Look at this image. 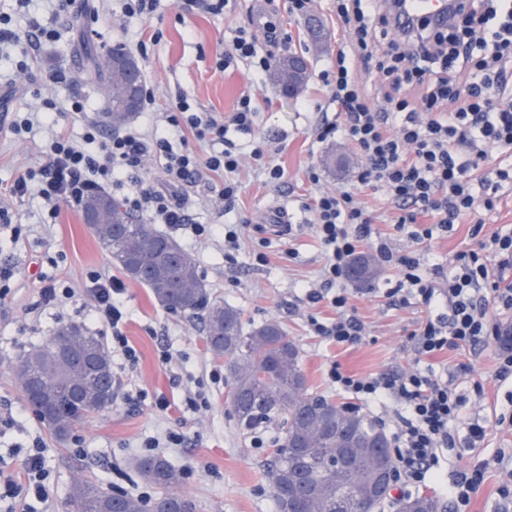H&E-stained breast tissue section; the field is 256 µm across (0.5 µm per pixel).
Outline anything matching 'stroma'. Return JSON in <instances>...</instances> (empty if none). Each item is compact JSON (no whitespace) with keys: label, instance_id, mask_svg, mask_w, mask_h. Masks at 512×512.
I'll list each match as a JSON object with an SVG mask.
<instances>
[{"label":"stroma","instance_id":"stroma-1","mask_svg":"<svg viewBox=\"0 0 512 512\" xmlns=\"http://www.w3.org/2000/svg\"><path fill=\"white\" fill-rule=\"evenodd\" d=\"M252 0H234L230 10L214 16L190 8L187 0H157L150 16L128 18L123 0H100L97 12L83 10L81 16L58 23L61 38L31 49L20 42L11 57L0 60V113L28 112L39 106L36 95L40 77L48 69H61L73 75L70 83L53 86L55 100H83L91 116H99L106 102L104 86L90 85L85 77L83 48L92 45L99 55H107L126 34L139 32L149 39L162 31L159 43H151L148 56L140 60L143 74L152 80L160 101L178 93H188L198 111L216 118L230 115L241 94L250 93L258 109L256 142L241 141L242 153L260 145L271 150L285 171L283 182H266L251 165H243L237 178L240 191L232 204H225L209 193L208 184H221L219 174L203 172L201 186L182 197L184 210L197 224H232L241 217L251 221L243 231L238 260L226 267L224 249L215 241L195 240L188 233H172L196 259L199 274L207 288L226 305L236 308L245 328L267 321L278 322L299 352V362L308 384L336 405L349 408L352 396L336 390L327 372L331 365L359 376L393 373L418 368L411 333L425 318L424 308L411 302L392 304L385 291L399 278L397 269L378 266L373 279L360 284L344 279L350 305L365 325L366 335L357 345H340L315 335L309 316L328 317L325 304H308L305 294L319 287L324 263L322 248L311 226V214L304 205L317 189L353 190L368 206L378 232L386 234L394 248L413 247L405 233L396 230L392 219L397 211L380 193L357 185L360 159L339 138L317 142L313 125L322 119L336 120L330 89L322 80L331 69L341 46L342 31L336 22L332 0H310L308 12L317 16L329 37L326 51L309 57V77L294 97L279 95L270 75L255 76L249 61L235 60L226 70L216 62L238 28L251 24ZM266 12L288 34L282 53L304 52L309 43L304 17L288 13V0H268ZM44 136L32 133L15 138L0 133V188H9L28 169L38 167ZM316 167L319 184L308 178L309 167ZM13 223L23 225L19 241L0 234V269L13 272L11 291L0 301V418L14 416L19 427L0 425V470L23 480L21 463L36 444H43L47 481L51 497L43 512H76L69 499L75 480L88 479L106 491L123 487L140 495L148 485L133 464L145 457V440L173 431L185 438L183 447L162 449L177 467L192 466L194 473L183 479L177 492L194 500L198 512H276L271 485L263 463L271 453L268 440H255L241 430L227 400V372L223 360L208 351L198 328L185 317L161 307L148 288L125 280V301L129 316L122 328L137 351L139 361L129 365L122 357L112 359L119 390L111 409L76 426L72 439L58 441L27 404L14 379L12 364L31 346L43 343L63 326L77 323L88 332L111 343V331L103 330L94 318L91 301L68 307L64 313L44 306L34 280L44 272L60 283L83 288L94 271L119 276V269L84 224L79 209L62 206L55 224L43 226L38 199L12 200ZM483 234L512 229V187H505L494 210H478L455 225L449 235L434 236L416 246L430 263L451 266L458 251L475 247L474 225ZM268 238V262L259 266L252 253L261 238ZM173 360L162 365V351ZM499 348L496 340L464 351H448L432 361L434 370L443 364L456 366L453 379L458 391L470 399L454 426L456 447L441 455L436 482L421 487L397 486L394 495L424 493L438 502V512H452L449 492L460 472L478 461L490 466L478 493L466 512H512V426L499 424L501 414L512 413V382H499L493 372ZM481 382L482 397L472 394L474 382ZM203 392L208 405L190 408L189 396ZM171 402L167 410L154 408L157 395ZM485 428L483 442L470 440V425ZM502 463H494L497 453Z\"/></svg>","mask_w":512,"mask_h":512}]
</instances>
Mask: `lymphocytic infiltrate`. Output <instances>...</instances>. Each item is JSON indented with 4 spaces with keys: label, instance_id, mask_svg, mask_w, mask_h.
<instances>
[{
    "label": "lymphocytic infiltrate",
    "instance_id": "lymphocytic-infiltrate-1",
    "mask_svg": "<svg viewBox=\"0 0 512 512\" xmlns=\"http://www.w3.org/2000/svg\"><path fill=\"white\" fill-rule=\"evenodd\" d=\"M31 2L16 0L18 9L30 14L26 31H17L10 17L0 16V57L6 47L22 40L33 46L59 41L55 22L72 14L75 0H44L42 12L35 14L29 11ZM335 2L346 42L336 54V69L327 84L343 121L319 122L316 140L339 136L347 142L363 162L359 184L388 197L398 211L397 230L414 241L453 231L476 206L494 209L502 185L512 183V168L495 164L489 154L493 148L512 154V99L500 95L512 82V71L506 68L512 59V0H454L448 25L421 23L401 30L396 40L389 39L388 30L398 0ZM363 72L380 75L381 102L369 97L359 78ZM255 118L250 95H242L236 110L219 120L196 111L181 93L168 105V131L163 136L150 129L108 131L89 120L85 139L97 144V154L63 135H52L42 150V164L18 177L8 195L21 199L37 194L53 220L62 205L78 206L82 197L110 187L113 176L125 174L130 183L122 200L128 210L147 216L151 223L207 239L213 229L190 223L176 193L208 170L224 176L217 197L233 202L241 157L229 135L252 134ZM155 170L163 174L167 191L148 185ZM313 212L314 232L325 256L321 277L337 287L329 296L318 289L306 294L308 303L324 301L335 310L331 318L310 317L316 335L342 345L362 341L364 324L339 283L361 242L367 241L378 260L400 274L388 298L402 304L417 300L428 312L413 334L417 358L432 359L501 336L502 324L490 308L512 309V285L504 284L500 275L512 269L511 230L458 252L451 269H427L419 254L397 251L389 238L375 231L372 216L354 192H318ZM41 283L43 302L58 308L84 295L92 297L96 320L112 332L113 350L136 364V351L121 330L127 317L121 280L99 272L90 275L79 293L48 277ZM328 378L361 406L396 404L391 446L398 478L414 485L435 480L438 451L452 447L449 425L460 419L465 403L450 382L429 368L358 376L336 364ZM24 469V482L10 476L0 481V497H17L28 506L46 503L42 450L27 456Z\"/></svg>",
    "mask_w": 512,
    "mask_h": 512
}]
</instances>
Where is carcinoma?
I'll return each instance as SVG.
<instances>
[{
  "mask_svg": "<svg viewBox=\"0 0 512 512\" xmlns=\"http://www.w3.org/2000/svg\"><path fill=\"white\" fill-rule=\"evenodd\" d=\"M85 75L109 86L108 115L112 127L124 125L134 112L124 108L131 94L125 72L105 68L97 53L85 48ZM286 54L274 65L272 80L284 96L294 95L308 78V67L293 68ZM112 211L89 228L113 264L128 278L148 288L164 308L201 325L205 343L224 360L230 384V407L250 433L274 429L273 447L265 463L278 512H362L373 500L369 487L380 464L379 443L385 434L361 414L341 413L336 403L314 392L299 363L296 347L279 323L269 321L244 330L241 314L206 288L196 259L173 238L152 231L129 214L119 198ZM356 275L370 280L375 263L359 255ZM92 350L102 378L90 376L85 362ZM112 359L102 340L79 324L61 328L48 342L21 353L13 365L25 400L38 419L60 439L83 420L106 411L100 390L115 388ZM140 478L160 490L144 501L132 494L108 493L91 480H76L69 492L77 512H196L197 505L173 492L182 479L175 465L161 456L136 460ZM427 495L398 499L396 512H437Z\"/></svg>",
  "mask_w": 512,
  "mask_h": 512,
  "instance_id": "1",
  "label": "carcinoma"
}]
</instances>
